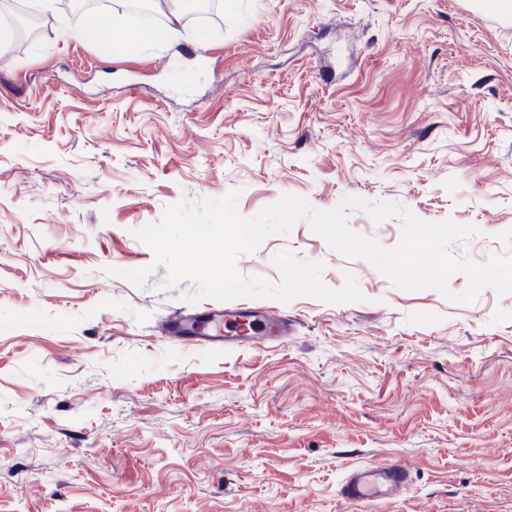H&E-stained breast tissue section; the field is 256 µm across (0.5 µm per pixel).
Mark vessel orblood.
Here are the masks:
<instances>
[{"label":"vessel or blood","instance_id":"b4317fda","mask_svg":"<svg viewBox=\"0 0 512 512\" xmlns=\"http://www.w3.org/2000/svg\"><path fill=\"white\" fill-rule=\"evenodd\" d=\"M204 323H227L231 334H203L185 318L166 322L161 328L165 337L179 338L195 345L211 349L223 348L226 344L247 343L255 347L267 345L269 339L286 340L292 332V323L286 315L273 310L253 312L237 306L224 309L209 308L202 313ZM411 480V471L406 464L393 461L376 465L367 463L349 469L346 473L342 496L351 503H365L397 496L406 491Z\"/></svg>","mask_w":512,"mask_h":512}]
</instances>
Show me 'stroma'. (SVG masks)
<instances>
[{
    "label": "stroma",
    "instance_id": "obj_1",
    "mask_svg": "<svg viewBox=\"0 0 512 512\" xmlns=\"http://www.w3.org/2000/svg\"><path fill=\"white\" fill-rule=\"evenodd\" d=\"M216 11L182 19L178 62L105 60L109 9L0 44V512H512V292L401 289L302 220L239 273L280 283L287 251L363 301L249 299L295 330L224 352L159 335L211 301L134 235L236 190L247 218L286 194L392 202L477 226L454 257L512 253V20L476 0ZM348 224L401 241L395 217ZM393 460L402 496L342 501L349 468Z\"/></svg>",
    "mask_w": 512,
    "mask_h": 512
}]
</instances>
